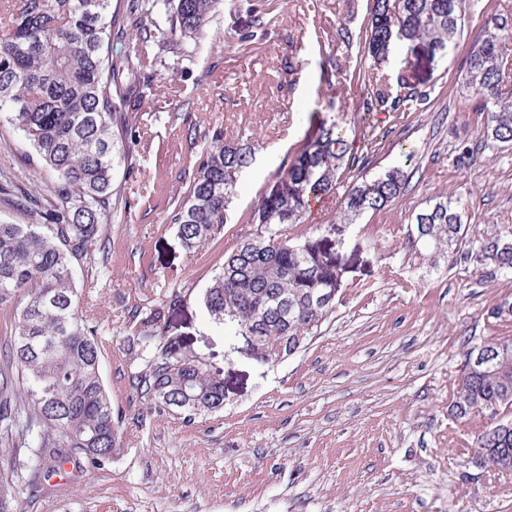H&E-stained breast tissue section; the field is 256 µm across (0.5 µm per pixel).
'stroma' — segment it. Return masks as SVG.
<instances>
[{
  "label": "stroma",
  "instance_id": "obj_1",
  "mask_svg": "<svg viewBox=\"0 0 512 512\" xmlns=\"http://www.w3.org/2000/svg\"><path fill=\"white\" fill-rule=\"evenodd\" d=\"M368 8L369 0H219L202 38L173 41L164 23L150 37L128 27L113 40V56L132 55L138 77L153 78L154 93L126 118L139 145L115 172L122 220L106 228L104 266L76 270L75 282L101 327L100 373L120 451L35 492L12 468L27 448L0 443V485L14 512H512V473L477 468L470 428L448 417L467 341L512 336V322L485 314L512 294V279L485 281L468 264L434 267L405 249L409 214L452 193L465 197L473 232L512 225V146L487 142L479 98L461 85L486 15L512 13V0H468L465 29L446 58L398 54L396 66L412 70L430 98L424 110L397 119L377 113L383 138L374 163H406L409 180L398 202L356 227L362 236H388L393 248L366 269L361 287L343 292L302 349L258 361L200 301L225 255L250 232L238 216L298 148L311 114L356 125L362 100L329 85L325 58L361 67L357 50L337 49L335 32L343 22L359 34ZM261 17L274 25L258 26ZM288 62L295 72L285 70ZM396 66L381 78H394ZM336 98L338 112L327 107ZM195 123L256 136L259 147L236 188L234 223L191 253L169 217L204 147L186 136ZM463 144L479 163L459 162ZM30 153L11 114H0V175L13 180L11 194L0 195V221H38L13 196L51 197L57 177ZM171 274L192 291L173 315L178 337L224 372L223 411L191 424L156 410L127 382L142 367L127 351V310L135 298L159 297Z\"/></svg>",
  "mask_w": 512,
  "mask_h": 512
}]
</instances>
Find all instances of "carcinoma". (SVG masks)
Segmentation results:
<instances>
[{
  "label": "carcinoma",
  "instance_id": "1",
  "mask_svg": "<svg viewBox=\"0 0 512 512\" xmlns=\"http://www.w3.org/2000/svg\"><path fill=\"white\" fill-rule=\"evenodd\" d=\"M160 0H130L126 18L141 31L159 26ZM171 35L203 34L217 0H168ZM465 0H370L360 46L375 68L400 50L446 56L465 27ZM112 0H0V112L13 120L37 161L58 175L43 224L0 221V302L19 291L27 301L17 314L10 359L27 386V406L0 398V439L21 438L32 448L34 482L83 458L103 463L117 447L112 404L99 372L100 329L80 308L76 268L96 267L112 219L116 160L137 146L127 130L118 141L112 124L139 110L154 81L132 86L131 58L115 60ZM338 89L362 94L364 115L414 112L428 100L407 72L397 74L396 94L366 71L351 73L327 56ZM466 88L481 97L487 137L512 143V14L485 17L466 57ZM189 136L203 138L187 195L170 223L189 251L213 241L229 218L239 178L254 163L255 144L227 140L213 127ZM381 135L371 127L348 137L340 124L309 119L298 150L262 190L246 219L252 232L224 259L205 289L208 315L233 336H254L260 346L277 345L288 356L304 347L303 336L332 315L345 288L357 287L366 260L389 252L383 235L360 237L355 225L399 198L409 174L405 163L365 171ZM340 196L318 235L288 234L304 223L310 203ZM464 200L441 196L409 217L408 245L429 250L434 263L465 262L494 281L512 275V226H493L472 237ZM189 289L172 279L164 298L139 299L128 308V351L143 362L129 376L133 392L158 408L174 410L188 424L224 408L223 371L199 363L172 332L170 316L184 306ZM332 298L326 302L323 296ZM496 321H512V298L487 309ZM457 373L461 391L448 414L475 427L472 447L497 448L512 459V337L493 336L468 347Z\"/></svg>",
  "mask_w": 512,
  "mask_h": 512
}]
</instances>
